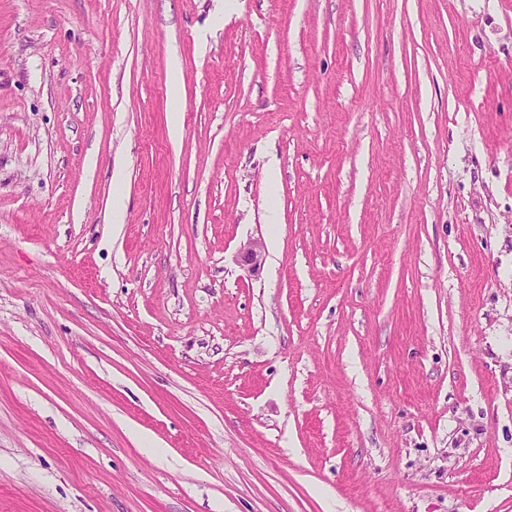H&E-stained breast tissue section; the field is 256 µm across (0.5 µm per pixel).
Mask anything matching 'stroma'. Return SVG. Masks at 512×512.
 <instances>
[{"mask_svg":"<svg viewBox=\"0 0 512 512\" xmlns=\"http://www.w3.org/2000/svg\"><path fill=\"white\" fill-rule=\"evenodd\" d=\"M0 512H512V0H0ZM241 264L247 267L249 272L258 271L264 259V248L260 240L251 239L240 247Z\"/></svg>","mask_w":512,"mask_h":512,"instance_id":"stroma-1","label":"stroma"}]
</instances>
